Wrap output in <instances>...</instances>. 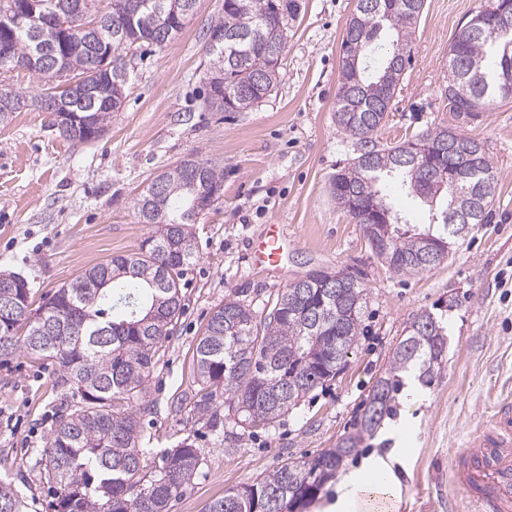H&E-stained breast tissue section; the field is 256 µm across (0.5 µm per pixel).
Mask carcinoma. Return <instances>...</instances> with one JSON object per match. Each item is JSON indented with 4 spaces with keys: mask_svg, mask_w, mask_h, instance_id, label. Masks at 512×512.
<instances>
[{
    "mask_svg": "<svg viewBox=\"0 0 512 512\" xmlns=\"http://www.w3.org/2000/svg\"><path fill=\"white\" fill-rule=\"evenodd\" d=\"M100 0H33L36 10L56 22H68L65 60L60 65H30L27 70L44 81L36 99L44 111L51 99L65 103L69 126L60 136L84 142L101 135L112 114L119 90L100 73L95 61L100 23L110 29L111 10L98 11ZM372 9H355L342 41L336 95V124L364 140V150L349 167L331 178L330 195L336 207L363 223L355 203L379 193V182L393 181L402 193L429 208L432 219L413 229L393 202L384 200L389 227L372 250L391 272L415 275L431 269L420 260L423 237L441 243L482 224L496 190L489 155L478 166L462 167L460 157L448 151L444 167L457 172L454 188L398 162L405 151L424 153L446 142L470 137L448 127H435L398 145H377L373 133L385 122L384 103L393 100L411 58L412 33L420 14L408 0H368ZM298 0H224V17L216 22L224 41L209 55L207 109L244 112L276 86L281 58H273L257 39L261 31L285 42L286 18L296 15ZM158 21L141 15L126 21L121 35L106 39L120 65L123 52L146 43L143 28ZM479 31H460L448 56V106L459 117L477 116L498 97L502 47L497 35L477 18ZM15 61L29 59L36 45L28 33L13 36ZM75 73L91 93H70L56 78ZM28 106L25 97L0 89V126ZM201 167L202 178L192 181L189 164ZM162 182L153 197V218H143L150 196L146 188L134 198L142 224H163L166 236L153 234L138 251L116 255L86 269L52 298L32 309L28 282L14 274L0 275V359L18 351L54 358L65 375L64 408L56 411L44 475L53 491V512H169L170 503L183 495L202 465L200 449L184 440L162 456L161 465L146 471L143 465L141 409L134 403L145 397L160 351L183 312L181 275L195 259L194 233L200 211L197 197L223 190L224 171L202 160H182L158 175ZM185 243L183 251L171 250ZM322 269L294 279L261 311L241 300L229 299L215 309L196 344V371L200 390L194 408L218 423L224 417L242 432L275 425L310 391L334 379L358 336L365 288L350 280L325 290L315 283ZM13 285L11 298L1 284ZM448 336L442 322L424 312L408 327L394 348L388 365L376 380L360 428L311 459L288 461L261 474L256 481L230 488L209 512H291L320 494L336 476L362 438L374 435L395 412L396 395L404 388L403 374L417 371L418 381L430 385L443 366ZM224 397V416L214 409ZM26 501L9 483L0 481V512H24Z\"/></svg>",
    "mask_w": 512,
    "mask_h": 512,
    "instance_id": "1",
    "label": "carcinoma"
}]
</instances>
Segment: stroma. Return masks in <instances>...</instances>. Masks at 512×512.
<instances>
[{
  "label": "stroma",
  "mask_w": 512,
  "mask_h": 512,
  "mask_svg": "<svg viewBox=\"0 0 512 512\" xmlns=\"http://www.w3.org/2000/svg\"><path fill=\"white\" fill-rule=\"evenodd\" d=\"M288 23L278 83L245 112H211L202 101L209 65L205 33L224 0H198L180 36L143 46L128 62L125 99L104 134L70 142L35 107L0 127V273L25 277L34 303L86 268L138 250L154 225L133 203L158 174L191 157L224 171V194L194 226L195 261L183 276L184 312L148 383L142 415L147 467L181 441L204 463L169 512H208L229 488L335 447L360 424L388 356L422 312L443 321L448 352L430 387L399 392L398 412L343 464L357 469L397 440L393 512H448V468L500 396L512 393V102L473 120L448 110V51L484 0H425L411 62L377 144L396 145L438 126L484 142L497 178L486 223L470 227L446 261L397 275L373 254L360 225L339 211L331 177L364 150L334 117L341 42L356 0H298ZM284 225L290 247L280 272L254 269L249 239ZM312 269L356 274L366 290L360 334L335 379L302 398L275 428L218 439L188 398L197 392L195 346L216 307L262 304ZM57 360L17 353L0 360V474L28 512H52L41 464L54 412L65 397Z\"/></svg>",
  "instance_id": "stroma-1"
}]
</instances>
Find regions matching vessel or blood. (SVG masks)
I'll use <instances>...</instances> for the list:
<instances>
[{
    "label": "vessel or blood",
    "mask_w": 512,
    "mask_h": 512,
    "mask_svg": "<svg viewBox=\"0 0 512 512\" xmlns=\"http://www.w3.org/2000/svg\"><path fill=\"white\" fill-rule=\"evenodd\" d=\"M254 264L279 269L285 263L288 238L278 225L253 240ZM453 484L471 512H512V397L501 398L488 423L476 430L452 468Z\"/></svg>",
    "instance_id": "obj_1"
}]
</instances>
